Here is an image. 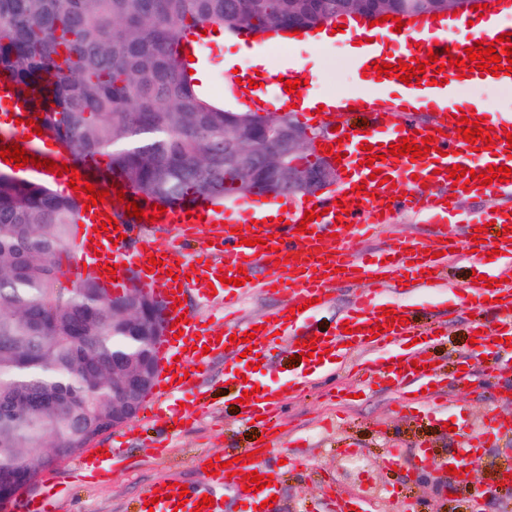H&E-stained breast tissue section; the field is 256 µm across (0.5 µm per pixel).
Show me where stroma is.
<instances>
[{
  "mask_svg": "<svg viewBox=\"0 0 512 512\" xmlns=\"http://www.w3.org/2000/svg\"><path fill=\"white\" fill-rule=\"evenodd\" d=\"M263 55L274 65L285 60H303L312 77V92L357 93L364 85L343 44L330 49L309 48L294 42L285 47L264 44ZM416 324L445 321L444 333L431 353L440 369L449 374L450 408L470 428H479L485 417L499 413L512 417V402L505 400V387H486L481 371L470 380L453 374L466 352L473 321L460 299L425 288L399 298ZM284 341L265 348V365L255 370L257 382L272 385L308 369L306 359L291 361ZM230 368L216 359L201 377L212 407L198 411L193 394L171 400L183 424L167 439L164 459L152 457L146 446L153 437L152 421L140 414L126 426L103 437V447L116 451L112 470L99 480L78 476L76 458H68L54 476L64 493L61 512H137L140 496L155 481L172 478L189 484L204 479L201 460L225 448H267L264 464L279 488L276 512H333L336 497L357 503L363 512H468L465 494L451 498L445 482L419 476L417 463L423 454L448 457L466 448L458 432L444 426L446 417L437 410L412 413L400 409V390L367 387L353 377L324 372L315 376L304 392L284 395L280 413L284 432L271 434L258 420H244L235 408L228 387ZM347 394L338 402L334 391ZM398 465H388L391 454ZM512 466V434L483 447L473 455L474 481L495 488V495L482 503V512H512V492L498 490V474Z\"/></svg>",
  "mask_w": 512,
  "mask_h": 512,
  "instance_id": "35a3bbf8",
  "label": "stroma"
}]
</instances>
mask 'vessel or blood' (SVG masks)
Instances as JSON below:
<instances>
[{
    "label": "vessel or blood",
    "instance_id": "1",
    "mask_svg": "<svg viewBox=\"0 0 512 512\" xmlns=\"http://www.w3.org/2000/svg\"><path fill=\"white\" fill-rule=\"evenodd\" d=\"M484 2V9L472 13L467 20L425 16L406 22L397 35L404 44L399 53L379 49L373 42L365 44L362 62L366 65L375 61L411 64L435 54L439 62L446 65L441 73L445 83L432 84L434 73L428 68L420 83H409L398 98L389 100L384 88L395 82V75L373 80L370 91L356 102L359 112L366 115V122L350 129L348 137L334 147L335 152L342 155V172L333 196L291 201L268 194L247 198V213L264 206L281 207L284 213L282 222L255 223L243 232L238 229L237 219L216 211L214 203L203 198L187 209L167 208L159 221L175 226L181 241L196 240L200 226L208 228L210 244L195 265L183 259L178 248L158 247L146 233L148 221L129 216L124 208L106 202L84 211L75 234L82 246L81 261L72 268L71 277L76 281L82 279L88 264L99 272L113 264L117 267V279L109 284L113 293L137 287L162 304L168 327L157 354L161 365L173 367L174 373L159 376V384L168 386L173 393L191 387L199 368L208 367L217 352L234 361L242 356L247 361H255L263 350V339L278 332L289 342H312L318 351H329L337 360V368L359 362L366 381L384 380L411 395L416 404L438 403L444 385L431 365L430 347L443 325L437 322L419 330L400 322L399 317L405 314L406 308L394 295L403 290L410 279L416 280L421 288L429 284L445 288L442 277L445 266L462 259L465 251L474 248L482 253L501 250L503 267L488 274V279L495 283L494 288H486L479 281L460 288L464 303L472 304L480 315L475 322L479 331L477 341L470 346L462 363L466 366L481 364L487 377L494 380L512 377V282L504 280L505 274L512 273V181H495L476 189L481 196L496 195L501 199L493 216L494 229L482 235V244H475L474 236L477 227L484 225V217L476 216L453 225L448 222L462 188L449 179L447 168L458 164L478 173L491 166L512 169V148L506 143L507 133H512V120L497 118L489 110L481 112L485 126L491 127L496 137V147L491 151H473L471 144L457 132L461 116L470 113L471 107L456 97V88L464 77L457 67L448 66L449 56L463 54L465 48L475 46L476 42H491L501 34L512 33V0ZM304 77L303 71L286 66L277 76L262 73V81L269 86L267 93L260 94L239 84L234 85L233 91L252 111L287 113L297 95L310 93L309 86L303 83ZM295 79L302 82L299 94L287 93L285 81ZM420 109L432 112L433 120L419 128L413 118ZM417 135L433 137L435 151L415 160L390 155V145ZM15 143L24 146L26 155L58 164L66 160L60 147L50 144L47 136L30 135L26 124L0 132V144ZM368 145L379 147L382 154L381 160L371 166L363 163L364 148ZM376 168L389 176L390 181L404 178V189L391 187L390 181L382 185L372 179L371 172ZM359 184L364 187L360 195L354 191ZM337 200L343 204V213L332 209ZM316 207L323 209V216L312 221L311 232H298L305 211ZM401 213L423 216L433 225L440 257L431 258L424 245L415 240L398 242L383 256L377 254L369 259L361 255L360 244L378 236L385 224ZM107 215L116 220L118 227L105 233L101 225ZM264 238L269 239V246H261ZM152 256L163 258V265L149 266L148 259ZM265 263L270 266L268 278L254 281L256 269ZM241 269L250 274V281L241 286L231 284V277ZM276 285L291 291L292 300L281 307L275 319L266 322L262 330L254 331V339L246 344L241 338L245 331H253L251 323L237 318L225 320V337L214 342L198 320L181 322L180 312L175 308V292L179 289L203 296L214 295L216 301L229 306L255 288L269 290ZM355 286L363 287L365 293L354 297L343 315L344 325L335 326L328 338H320L311 322L315 310L306 307V300L317 298L325 303L332 295ZM486 313L493 314L495 325L483 321ZM378 324L383 327L382 334L371 337V327ZM233 335L239 336V343H230ZM395 345L400 351L393 361L373 364L374 355ZM205 346L210 349L206 355L201 352ZM417 359L424 361L423 370H414L412 363ZM236 388L250 393L247 404L242 407L248 418L278 415L280 398L276 389L258 388L250 381L237 382ZM511 433L512 421L492 414L487 416L478 434L469 436L468 444L474 448ZM238 454L235 448L212 454L213 463L230 462V473L222 472L208 477L205 483L188 486L186 500L175 496L172 481L157 482L143 494L145 500H154V507L142 506L138 512H194L202 495H213L218 485L238 495L243 503L241 512H273L265 502L276 494V486L248 492L242 481L243 474L264 472L263 462L244 463L238 461ZM60 493L55 479L46 478L38 495L28 497L21 504L20 512H56Z\"/></svg>",
    "mask_w": 512,
    "mask_h": 512
}]
</instances>
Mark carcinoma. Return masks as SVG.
Returning <instances> with one entry per match:
<instances>
[{
    "label": "carcinoma",
    "instance_id": "obj_1",
    "mask_svg": "<svg viewBox=\"0 0 512 512\" xmlns=\"http://www.w3.org/2000/svg\"><path fill=\"white\" fill-rule=\"evenodd\" d=\"M355 0H0V78L10 81L73 163L143 202L286 196L277 146L298 121L230 110L180 59L199 24L225 34L311 29ZM300 125V124H298ZM307 130L305 125H300ZM314 167V140L293 156ZM79 201L0 173V493L112 433L122 406L112 361L156 355L149 295L118 296L93 274L67 287Z\"/></svg>",
    "mask_w": 512,
    "mask_h": 512
}]
</instances>
